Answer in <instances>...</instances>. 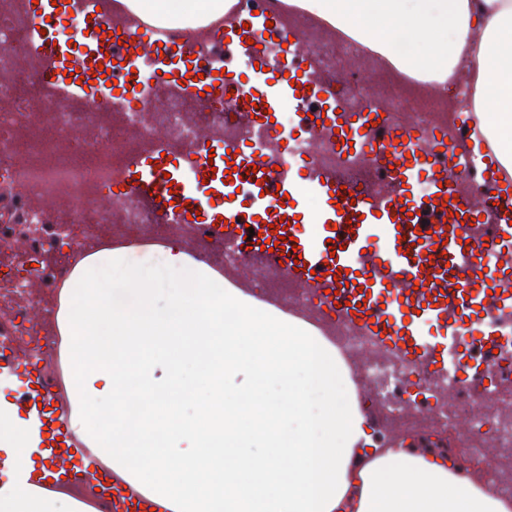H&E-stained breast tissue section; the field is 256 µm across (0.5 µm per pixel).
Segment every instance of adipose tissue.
<instances>
[{"label":"adipose tissue","instance_id":"obj_1","mask_svg":"<svg viewBox=\"0 0 512 512\" xmlns=\"http://www.w3.org/2000/svg\"><path fill=\"white\" fill-rule=\"evenodd\" d=\"M159 23L194 26L224 0H124ZM388 54L411 38L407 66L459 74L473 87L483 135L512 171V0H297ZM112 252L80 255L65 291L70 384L90 407L103 381L112 427L87 412L71 425L111 465L181 512H512V501L453 456L379 452L337 349L301 325L243 308L223 282L176 250L166 292ZM168 371L157 381V366ZM247 382L232 386L238 374ZM133 393L137 412L124 409ZM182 451L169 464L170 449Z\"/></svg>","mask_w":512,"mask_h":512}]
</instances>
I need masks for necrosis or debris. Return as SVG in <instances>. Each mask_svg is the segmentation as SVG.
I'll return each mask as SVG.
<instances>
[{
    "mask_svg": "<svg viewBox=\"0 0 512 512\" xmlns=\"http://www.w3.org/2000/svg\"><path fill=\"white\" fill-rule=\"evenodd\" d=\"M26 44V26L0 9V102L7 105L0 112V328L7 336L0 355L30 357L56 379L59 294L77 254L112 246L113 158L127 134L123 125L103 119L111 97L77 102L47 96L18 68ZM136 117L141 137H191L223 121L224 106L144 104ZM364 376L392 414L400 412L398 391L413 396L416 416L429 419L433 433L450 436L451 454L512 499V486L499 478V459L482 445L492 434L512 447V425L499 422L491 399L464 387L454 404L435 415L427 376L375 363Z\"/></svg>",
    "mask_w": 512,
    "mask_h": 512,
    "instance_id": "necrosis-or-debris-1",
    "label": "necrosis or debris"
}]
</instances>
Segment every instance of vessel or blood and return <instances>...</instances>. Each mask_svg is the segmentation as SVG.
Returning <instances> with one entry per match:
<instances>
[{
    "instance_id": "vessel-or-blood-1",
    "label": "vessel or blood",
    "mask_w": 512,
    "mask_h": 512,
    "mask_svg": "<svg viewBox=\"0 0 512 512\" xmlns=\"http://www.w3.org/2000/svg\"><path fill=\"white\" fill-rule=\"evenodd\" d=\"M37 15L24 67L51 95L88 100L116 85L112 119L135 102L204 98L224 120L193 141L130 135L116 155L113 186L179 239L205 254L237 300L309 326L325 342L364 340L362 362L384 361L429 376L441 405L453 400L448 373L479 392L512 395V176L474 143L466 112L430 120L391 108L357 84L384 69L412 92L447 95V81L401 68L288 0H224V16L188 33L158 28L118 0H19ZM76 35L58 36L60 23ZM359 46L337 60L336 46ZM106 76H99V69ZM84 84H77V77ZM298 120L270 116L284 109ZM487 193L474 203L467 179ZM128 206L112 208V248L129 250ZM273 241V251L261 240ZM362 362H348L353 379ZM20 379L0 399V417L27 432L25 453L0 447L1 491H50L77 482L84 512H176L148 496L128 472L107 468L69 420L67 386L47 384L37 366L0 357V382ZM358 400L386 447L444 446L389 414L374 386ZM41 456L29 469L26 456Z\"/></svg>"
}]
</instances>
